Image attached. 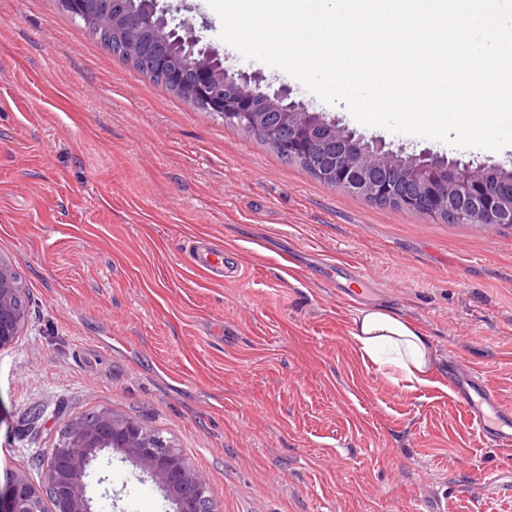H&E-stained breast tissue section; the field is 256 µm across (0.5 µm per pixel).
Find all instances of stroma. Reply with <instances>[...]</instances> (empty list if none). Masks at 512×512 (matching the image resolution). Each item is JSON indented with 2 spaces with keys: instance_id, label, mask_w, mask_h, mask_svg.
I'll return each mask as SVG.
<instances>
[{
  "instance_id": "1",
  "label": "stroma",
  "mask_w": 512,
  "mask_h": 512,
  "mask_svg": "<svg viewBox=\"0 0 512 512\" xmlns=\"http://www.w3.org/2000/svg\"><path fill=\"white\" fill-rule=\"evenodd\" d=\"M232 72L409 153L512 163L358 123L219 38L206 0H160ZM223 244V281L189 244ZM0 258L28 294L0 347V486L90 412L171 440L215 512H512V447L465 419L448 365L512 407V227L448 224L367 202L285 163L258 137L155 85L57 0H0ZM361 303L430 336L440 360L408 389L362 361ZM360 303V304H361ZM95 512H174L123 453L94 462ZM496 478L477 501L459 477Z\"/></svg>"
}]
</instances>
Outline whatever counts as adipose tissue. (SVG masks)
I'll use <instances>...</instances> for the list:
<instances>
[{
	"label": "adipose tissue",
	"instance_id": "adipose-tissue-1",
	"mask_svg": "<svg viewBox=\"0 0 512 512\" xmlns=\"http://www.w3.org/2000/svg\"><path fill=\"white\" fill-rule=\"evenodd\" d=\"M351 337L363 358L384 374L411 386L428 383L437 352L430 337L407 318L380 306L359 309Z\"/></svg>",
	"mask_w": 512,
	"mask_h": 512
}]
</instances>
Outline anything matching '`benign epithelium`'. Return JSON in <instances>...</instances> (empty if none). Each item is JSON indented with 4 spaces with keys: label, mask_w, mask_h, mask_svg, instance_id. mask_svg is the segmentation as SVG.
<instances>
[{
    "label": "benign epithelium",
    "mask_w": 512,
    "mask_h": 512,
    "mask_svg": "<svg viewBox=\"0 0 512 512\" xmlns=\"http://www.w3.org/2000/svg\"><path fill=\"white\" fill-rule=\"evenodd\" d=\"M130 25L164 37L178 33L157 0H146L142 14ZM187 57L197 72L195 94L210 112L236 117L270 145L314 164L319 179L337 189L365 195L376 202L394 203L439 221L443 213L461 217L462 223L498 227L512 224V168L475 160L445 159L430 151L407 154L367 140L338 121L325 120L301 102L289 99L284 88L270 90L242 73L231 74L220 54L203 36L185 30ZM156 68L167 74L169 84H181V70L162 56ZM320 128L336 140L328 161L319 158L314 136ZM17 291L8 265L0 262V346L20 336L25 321L18 318L10 296ZM120 451L170 492L175 512H208L210 500L201 477L187 469L182 455L163 437L144 438L136 422L116 426L112 414L103 413L90 428L71 422L51 449L45 468L46 491L52 512H94L87 496L89 467L103 452ZM0 512H45L39 490L22 473L0 487Z\"/></svg>",
    "instance_id": "7a95c632"
}]
</instances>
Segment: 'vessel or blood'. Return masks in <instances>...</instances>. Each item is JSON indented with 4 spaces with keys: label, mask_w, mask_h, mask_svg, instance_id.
I'll use <instances>...</instances> for the list:
<instances>
[{
    "label": "vessel or blood",
    "mask_w": 512,
    "mask_h": 512,
    "mask_svg": "<svg viewBox=\"0 0 512 512\" xmlns=\"http://www.w3.org/2000/svg\"><path fill=\"white\" fill-rule=\"evenodd\" d=\"M193 266L204 276L219 280L224 276V250L207 239L195 241L190 250ZM449 386L467 410L468 418L494 446H512V408L504 406L494 387L474 378L452 377Z\"/></svg>",
    "instance_id": "obj_1"
}]
</instances>
